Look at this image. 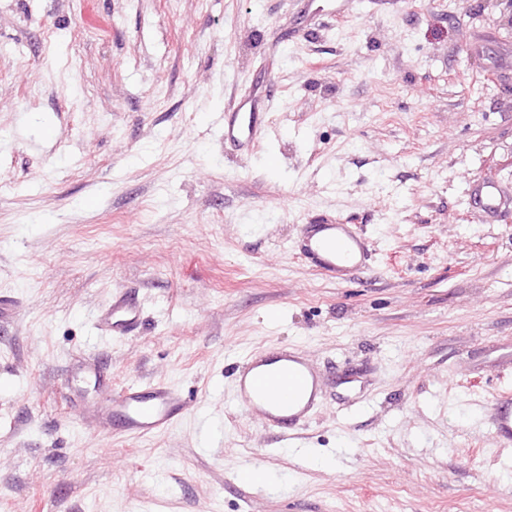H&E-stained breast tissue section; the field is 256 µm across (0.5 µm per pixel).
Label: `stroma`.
<instances>
[{
    "instance_id": "obj_1",
    "label": "stroma",
    "mask_w": 512,
    "mask_h": 512,
    "mask_svg": "<svg viewBox=\"0 0 512 512\" xmlns=\"http://www.w3.org/2000/svg\"><path fill=\"white\" fill-rule=\"evenodd\" d=\"M269 104L237 159L220 117ZM512 0H0V512H512ZM337 217L349 279L295 252ZM143 327L107 336L117 290ZM325 386L306 425L234 401L256 348ZM100 360L168 431L85 419ZM263 483H240V470ZM478 205L487 218H493L503 207L512 206V197H506L501 187L493 181H482L475 185ZM188 408L184 394L166 383L147 382L112 392L103 377L94 421L104 429L119 422L127 435L145 436L170 429ZM487 422L491 439L499 447L512 446V397L503 394L488 409Z\"/></svg>"
}]
</instances>
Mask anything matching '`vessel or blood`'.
I'll return each instance as SVG.
<instances>
[{
	"label": "vessel or blood",
	"instance_id": "obj_1",
	"mask_svg": "<svg viewBox=\"0 0 512 512\" xmlns=\"http://www.w3.org/2000/svg\"><path fill=\"white\" fill-rule=\"evenodd\" d=\"M264 134V115L238 101L224 114V140L241 155H248ZM478 205L491 218L512 206L501 187L492 181L475 186ZM296 248L315 270L329 277L351 274L369 259L364 237L352 225L326 220L304 225ZM103 330L125 336L140 329L141 310L125 293L113 295L111 305L99 315ZM236 401L258 414L270 427L287 429L306 424L321 394L320 379L307 358L292 350L254 351L235 378ZM189 408L184 394L162 382H147L113 391L101 381L95 422L102 428L120 423L127 435L145 436L170 429ZM491 439L499 447L512 446V396L500 395L487 413Z\"/></svg>",
	"mask_w": 512,
	"mask_h": 512
}]
</instances>
